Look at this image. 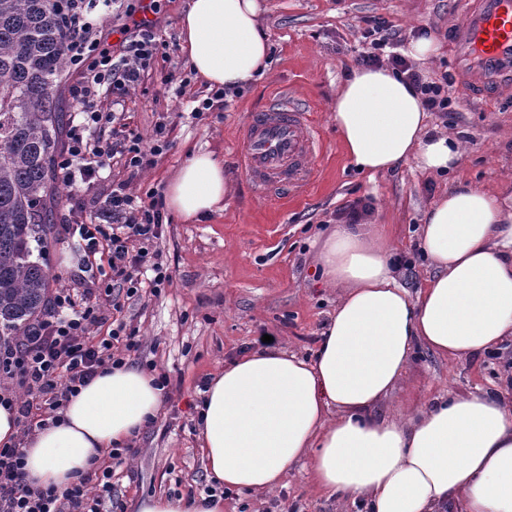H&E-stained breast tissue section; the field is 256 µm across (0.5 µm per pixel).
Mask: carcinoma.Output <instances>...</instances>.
Returning a JSON list of instances; mask_svg holds the SVG:
<instances>
[{
  "label": "carcinoma",
  "instance_id": "obj_1",
  "mask_svg": "<svg viewBox=\"0 0 512 512\" xmlns=\"http://www.w3.org/2000/svg\"><path fill=\"white\" fill-rule=\"evenodd\" d=\"M67 42L54 0H0V328L16 336L45 312L56 280L31 260L30 242L54 237L63 202L56 159Z\"/></svg>",
  "mask_w": 512,
  "mask_h": 512
}]
</instances>
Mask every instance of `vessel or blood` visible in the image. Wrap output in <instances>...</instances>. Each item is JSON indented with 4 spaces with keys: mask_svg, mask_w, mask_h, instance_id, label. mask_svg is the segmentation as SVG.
<instances>
[{
    "mask_svg": "<svg viewBox=\"0 0 512 512\" xmlns=\"http://www.w3.org/2000/svg\"><path fill=\"white\" fill-rule=\"evenodd\" d=\"M455 70L475 87L512 84V0H459ZM322 141L310 114L287 99L250 113L237 141L241 167L264 196L292 194L312 179Z\"/></svg>",
    "mask_w": 512,
    "mask_h": 512,
    "instance_id": "vessel-or-blood-1",
    "label": "vessel or blood"
}]
</instances>
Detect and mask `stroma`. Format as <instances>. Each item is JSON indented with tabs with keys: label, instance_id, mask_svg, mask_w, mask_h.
I'll use <instances>...</instances> for the list:
<instances>
[{
	"label": "stroma",
	"instance_id": "35a3bbf8",
	"mask_svg": "<svg viewBox=\"0 0 512 512\" xmlns=\"http://www.w3.org/2000/svg\"><path fill=\"white\" fill-rule=\"evenodd\" d=\"M190 0H164L158 16L161 37L169 44L148 77L127 96L123 112L144 148L155 144L159 125L168 141L154 166L130 176L123 165L102 171L94 183L59 184L69 223L78 209L112 221V186L129 181L137 195L163 193L190 151L208 150L224 160L232 190L222 213L198 224L170 215L153 245L168 267L169 282L160 293L127 296L118 289L121 317L138 332L140 348L132 364L155 363L170 377V393L157 418L137 438L136 456L116 468L112 496L122 512L156 495L191 497L211 481L197 439V407L213 375L226 361L255 349L260 332L276 346L303 357L313 355L318 338L336 309L340 291L323 285L315 264L317 251L336 224V211L348 200H371L382 223L392 228L404 274L418 292L431 271L418 245L425 211L449 189L469 185L502 194L512 207V85L489 96H475L454 85L461 111L440 117L431 127L460 141L465 153L448 173H424L414 164L374 176L358 171L345 156L331 110L336 92L356 66L370 21L385 19L405 38L428 34L439 51L422 67L432 79L452 70L449 39L459 17L457 0H259V22L271 44L263 77L244 88L229 107L195 115L211 91L195 79L180 49L178 19ZM309 108L324 143L317 174L295 200L282 203L258 196L241 170L235 149L245 116L281 92ZM32 258L47 264L66 285L75 270L73 245L59 233L48 246L32 243ZM512 341L500 352L443 358L418 349L398 390L379 404L375 415L388 416L406 401L422 405L446 392L489 390L512 373ZM224 512H362L361 507L327 497L313 483L308 466L292 469L282 487L265 494L229 492Z\"/></svg>",
	"mask_w": 512,
	"mask_h": 512
}]
</instances>
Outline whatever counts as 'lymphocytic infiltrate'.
<instances>
[{
    "label": "lymphocytic infiltrate",
    "instance_id": "f902f5d3",
    "mask_svg": "<svg viewBox=\"0 0 512 512\" xmlns=\"http://www.w3.org/2000/svg\"><path fill=\"white\" fill-rule=\"evenodd\" d=\"M60 7L72 33L67 55L73 80L68 92L81 121L68 131L57 160V175L67 183L78 176L91 179L115 159L130 174H138L153 164L163 146L158 143L144 149L138 133L116 126V113L100 105V89L111 84L114 104H122L130 89L148 76L157 55L166 52L168 45L155 21L162 11L161 0H150L151 18L120 27L111 48L105 47L100 27L88 19L84 0H60ZM365 37L358 65L389 67L420 92L427 111L445 115L458 110L459 103L452 96L453 77L446 73L436 81L425 79L402 54L403 39L386 22H374ZM106 123L113 126L108 145L89 134L92 127ZM109 205L111 223L99 224L84 217L68 225V233L78 237L76 274L53 293L46 311L22 336L0 340V404L15 406L23 433L59 421L70 398L99 369L121 365L125 353L138 351L136 331L123 322L106 338L96 341L91 336L92 328L107 324L109 311L121 309L120 303L111 299L113 289H125L132 297L142 284L156 292L170 279L159 254L149 251L162 234L161 199L152 192L143 198L134 196L120 183L113 186ZM101 260L107 262L111 280L93 275V267ZM133 452V446L127 445L110 449L107 456L111 463ZM110 463L80 475L65 490L34 492L26 483L20 445L1 447L0 512H104L112 498Z\"/></svg>",
    "mask_w": 512,
    "mask_h": 512
}]
</instances>
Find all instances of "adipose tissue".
<instances>
[{"mask_svg":"<svg viewBox=\"0 0 512 512\" xmlns=\"http://www.w3.org/2000/svg\"><path fill=\"white\" fill-rule=\"evenodd\" d=\"M257 0H190L181 49L210 88L247 86L269 66ZM421 94L392 71L358 68L332 110L347 158L374 175L415 162L452 169L461 145L430 134ZM231 184L213 153L193 152L165 189L189 222L224 209ZM420 247L433 272L417 295L396 278L387 225L340 224L316 262L342 294L313 361L268 347L243 353L203 392L205 469L224 487L268 492L309 461L315 485L368 512H512V401L488 392L374 407L399 385L416 346L444 357L495 352L512 339V213L497 195L457 187L426 213ZM153 374L105 368L72 397L59 422L25 442L31 490H59L161 410ZM137 512H224L219 495L151 496Z\"/></svg>","mask_w":512,"mask_h":512,"instance_id":"obj_1","label":"adipose tissue"}]
</instances>
